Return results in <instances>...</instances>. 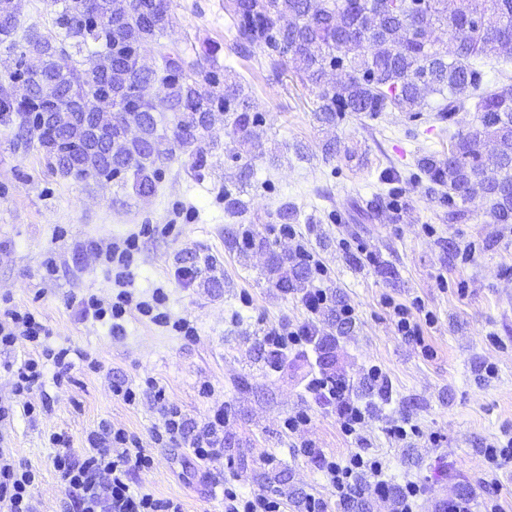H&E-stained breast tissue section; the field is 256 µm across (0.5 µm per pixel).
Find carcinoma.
Returning a JSON list of instances; mask_svg holds the SVG:
<instances>
[{"label": "carcinoma", "instance_id": "cac0c4a2", "mask_svg": "<svg viewBox=\"0 0 512 512\" xmlns=\"http://www.w3.org/2000/svg\"><path fill=\"white\" fill-rule=\"evenodd\" d=\"M57 33H44L21 20L22 0H0V126L15 131L29 146L42 150L52 172L76 180L110 183L122 180L136 197L157 191L156 167L172 151L157 134L155 109L137 93L143 81L166 89L168 111L175 118L174 143L189 151L188 173L204 177L208 156L219 148L217 125L230 120L248 142L259 138L262 119L242 83L224 78L215 89L218 46L198 52L169 47L159 35L172 23L169 4L134 0L131 14L111 9L109 0H54ZM314 14L307 0H224L232 20L234 45L245 57L263 54L274 36L287 44L283 56L264 54L271 72L293 60L301 80L317 89V120L327 127L350 112L370 117L398 110L416 117L433 95L441 96L437 118L453 115L474 101L478 125L457 133L442 155L425 156L420 171L428 182L446 187L462 201L491 202L497 224L512 223V83L490 85L476 60L512 57V0H428L421 20L411 18L407 0H325ZM455 44L448 54L443 36ZM154 43L161 67L144 74L137 50ZM344 64L345 81L323 84L325 67ZM43 112H73L53 135L40 132ZM139 129L144 143L129 138ZM489 140L485 154L476 142ZM251 172L236 191L224 190V210L235 218L247 211L242 196ZM242 255L258 247L254 233L243 229L233 240ZM307 269L284 270L282 291L303 287Z\"/></svg>", "mask_w": 512, "mask_h": 512}]
</instances>
